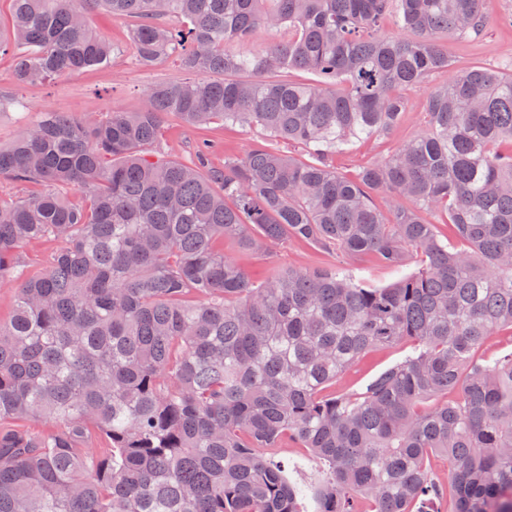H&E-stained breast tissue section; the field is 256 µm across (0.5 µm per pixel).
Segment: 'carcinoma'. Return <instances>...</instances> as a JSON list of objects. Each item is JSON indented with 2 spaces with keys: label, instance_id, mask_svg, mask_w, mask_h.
<instances>
[{
  "label": "carcinoma",
  "instance_id": "obj_1",
  "mask_svg": "<svg viewBox=\"0 0 512 512\" xmlns=\"http://www.w3.org/2000/svg\"><path fill=\"white\" fill-rule=\"evenodd\" d=\"M12 3L20 84L110 60L98 11L133 22L139 64L176 56L197 77L151 88L131 114L43 112L0 146V178L41 186L0 198V283L15 288L0 322V512H439L435 453L451 512H512V351L474 359L512 329V75L452 72L446 48L484 32L490 0ZM257 29L268 45L240 51ZM435 73L448 79L426 130L337 172L336 155L389 135ZM170 115L263 138L222 170L165 160ZM292 142L310 159L280 147ZM47 238L62 245L28 271L19 247ZM288 240L346 261L255 277L224 253ZM363 256L397 278L356 275ZM402 343L375 380L333 389ZM286 445L325 476L288 477L273 453ZM406 345L367 353L336 381V392L360 388L381 375L407 353Z\"/></svg>",
  "mask_w": 512,
  "mask_h": 512
}]
</instances>
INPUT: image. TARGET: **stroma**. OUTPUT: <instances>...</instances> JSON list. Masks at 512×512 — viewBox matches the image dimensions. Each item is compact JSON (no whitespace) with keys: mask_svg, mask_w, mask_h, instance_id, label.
<instances>
[{"mask_svg":"<svg viewBox=\"0 0 512 512\" xmlns=\"http://www.w3.org/2000/svg\"><path fill=\"white\" fill-rule=\"evenodd\" d=\"M491 11L492 20L479 39L471 42L449 39L448 57L453 69L483 67L500 70L512 61V24L506 20L507 15L512 14V0H492ZM91 26L99 37L113 45L111 63L23 85L13 78L12 53H0L1 145H8L29 123L38 119L40 113L72 112L99 116L113 109L136 112L141 109L145 95L152 87L187 78V71L173 58L150 68L136 64L132 58L130 21L97 12L91 16ZM445 79V74H435L407 93L404 112L392 133L359 142L352 151L338 156V171L346 175L355 174L365 164L387 157L402 143L422 133L426 128V98ZM261 138L258 131L227 124L218 118L192 127L171 115L164 121L157 149L161 157L187 163L194 160L198 147L207 143L211 146L210 166L220 168L225 159L243 156ZM224 250L252 271L271 264L283 268L326 267L338 260L334 252L297 242L273 246L266 257L239 251L229 243L225 244ZM406 352V346L401 345L367 353L337 380V390L366 385L401 360Z\"/></svg>","mask_w":512,"mask_h":512,"instance_id":"stroma-1","label":"stroma"}]
</instances>
